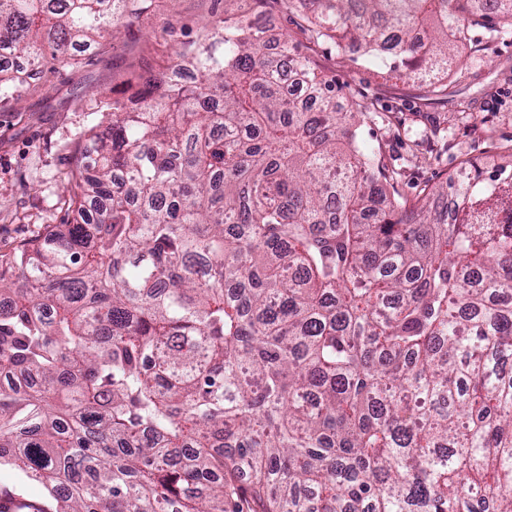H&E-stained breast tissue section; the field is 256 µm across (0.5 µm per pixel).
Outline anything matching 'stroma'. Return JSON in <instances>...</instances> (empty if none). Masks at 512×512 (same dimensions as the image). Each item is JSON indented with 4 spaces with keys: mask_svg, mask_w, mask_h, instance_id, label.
Listing matches in <instances>:
<instances>
[{
    "mask_svg": "<svg viewBox=\"0 0 512 512\" xmlns=\"http://www.w3.org/2000/svg\"><path fill=\"white\" fill-rule=\"evenodd\" d=\"M244 9L271 33L291 35L313 66L335 81L338 98L369 104L359 140L386 173L397 174L403 196L454 177L469 160L493 174L500 152L512 147V34L493 39L472 30L485 53L460 48L435 97L381 61L329 42L310 43L299 10L287 0H248ZM223 16L224 0H153L116 38L81 54L77 64L45 69L36 89L0 112V253L74 219L65 177L74 144L101 118V93L123 90L132 72L167 65L179 42ZM0 488L21 495L14 512H54L57 506L43 485L6 466L0 467Z\"/></svg>",
    "mask_w": 512,
    "mask_h": 512,
    "instance_id": "35a3bbf8",
    "label": "stroma"
}]
</instances>
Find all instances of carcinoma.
I'll list each match as a JSON object with an SVG mask.
<instances>
[{"mask_svg": "<svg viewBox=\"0 0 512 512\" xmlns=\"http://www.w3.org/2000/svg\"><path fill=\"white\" fill-rule=\"evenodd\" d=\"M149 2L0 0V58L70 65ZM299 4L433 93L512 32V0ZM126 84L75 145L90 216L0 259V466L64 512H512V148L402 202L365 105L243 17ZM31 86L0 64V110Z\"/></svg>", "mask_w": 512, "mask_h": 512, "instance_id": "1", "label": "carcinoma"}]
</instances>
